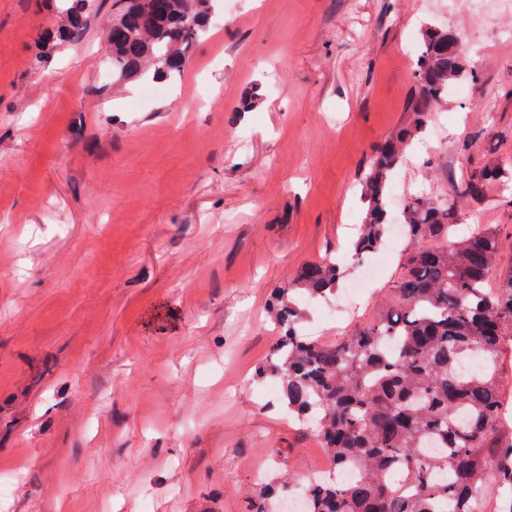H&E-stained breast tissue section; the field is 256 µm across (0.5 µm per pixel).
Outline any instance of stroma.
Returning a JSON list of instances; mask_svg holds the SVG:
<instances>
[{
  "mask_svg": "<svg viewBox=\"0 0 512 512\" xmlns=\"http://www.w3.org/2000/svg\"><path fill=\"white\" fill-rule=\"evenodd\" d=\"M180 80L145 100L107 71L105 25L36 62L50 0H0V512H247L262 478L312 477V432L267 407L258 366L275 290L336 259L341 289L377 275L355 319L394 302L408 250L356 262L362 175L408 121L410 45L450 28L476 66L440 134L415 140L389 187L446 199L485 153L512 162V16L490 0H219ZM259 98L240 111L250 93ZM464 224L512 234L500 186Z\"/></svg>",
  "mask_w": 512,
  "mask_h": 512,
  "instance_id": "1",
  "label": "stroma"
}]
</instances>
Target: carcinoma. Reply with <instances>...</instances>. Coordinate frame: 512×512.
<instances>
[{
	"label": "carcinoma",
	"mask_w": 512,
	"mask_h": 512,
	"mask_svg": "<svg viewBox=\"0 0 512 512\" xmlns=\"http://www.w3.org/2000/svg\"><path fill=\"white\" fill-rule=\"evenodd\" d=\"M90 0H55L57 27L44 45L78 42L96 11ZM214 0H118L108 27L112 75L175 81L207 31ZM411 119L379 145L363 180L365 216L352 241L361 260L379 250L392 224L387 189L415 138L458 82L480 75L453 32L426 26L412 60ZM492 184L512 186V163L496 158L470 170L459 198L477 201ZM457 201L417 194L401 225L414 245L392 291L397 305L334 343L303 331L296 295L326 298L343 272L325 260L303 266L269 303L281 336L262 377L280 380L278 404L311 425L346 481L298 484L307 512H480L488 487L504 491L512 512V439H502L509 407L500 374L512 333V270L488 287L503 248L492 229L456 233ZM285 485L265 482L249 512H279Z\"/></svg>",
	"instance_id": "cac0c4a2"
}]
</instances>
